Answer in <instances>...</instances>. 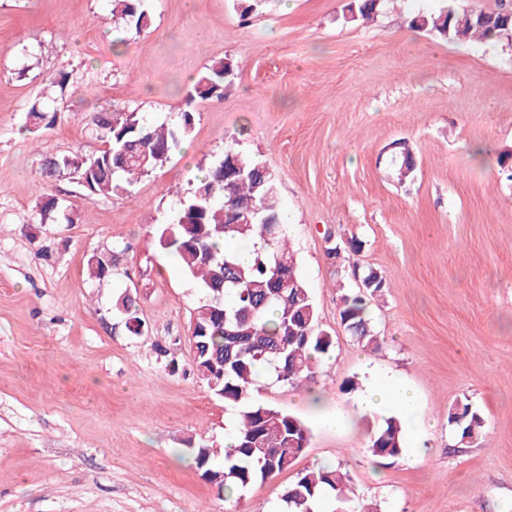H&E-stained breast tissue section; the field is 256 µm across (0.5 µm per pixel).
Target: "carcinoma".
Returning a JSON list of instances; mask_svg holds the SVG:
<instances>
[{
	"mask_svg": "<svg viewBox=\"0 0 512 512\" xmlns=\"http://www.w3.org/2000/svg\"><path fill=\"white\" fill-rule=\"evenodd\" d=\"M386 0H354L352 21L374 18ZM112 21L123 30L140 32L151 20L142 0H110ZM509 8L501 7L485 21L448 5L436 15L418 14L410 26L427 30L448 42L469 37L512 36ZM223 59L206 67L187 95L185 108L173 120L149 122L135 109L103 106L86 115L101 148L88 155L52 154L43 159L41 176H68L87 195L133 196L142 178L163 168L185 141L194 125L195 98L224 97ZM35 101L27 111L33 131L50 128L59 109ZM263 162L236 144L224 149L190 189L179 211L155 232L159 244L177 256L183 272L196 280L204 295L190 324L192 371L214 395L238 409L234 442L227 452L184 440L195 455L202 476L231 505L253 483L290 469L309 447V430L297 417L252 401L256 379L266 373L274 380L301 388L314 380L321 361L335 347L334 337L320 328L311 290L302 277L288 243L274 178L260 176ZM53 217L74 224L78 220L66 202L48 195L35 218ZM250 250L242 263L239 250ZM117 253L96 254L88 260L89 275L103 281L112 274ZM351 274L368 285L340 296L341 325L364 350L374 353L381 341L368 317V302L382 295L385 279L372 268L349 266ZM112 314L130 336H139L143 322L133 297L121 292L113 298ZM448 424L460 440L476 442L484 421L468 403L448 410ZM368 452L375 462H394L406 453L401 418H383L369 431ZM331 498L344 512H378L354 497L351 476L341 467L320 466L298 474L284 492L279 512H313L312 505Z\"/></svg>",
	"mask_w": 512,
	"mask_h": 512,
	"instance_id": "carcinoma-1",
	"label": "carcinoma"
}]
</instances>
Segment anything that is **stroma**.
<instances>
[{
	"label": "stroma",
	"mask_w": 512,
	"mask_h": 512,
	"mask_svg": "<svg viewBox=\"0 0 512 512\" xmlns=\"http://www.w3.org/2000/svg\"><path fill=\"white\" fill-rule=\"evenodd\" d=\"M244 2L145 0L151 27L117 46L106 0H0V512H226L183 441L223 447L236 412L191 371L201 290L154 223L235 141L274 175L319 325L336 341L310 389L264 378L253 390L300 418L310 445L251 485L237 512H276L298 473L321 464L347 468L382 512H512V44L448 43L409 25L448 2L490 12L501 0H391L365 23L346 21L349 0H262L246 19ZM221 58L235 65L223 99L195 101L190 137L134 199L40 183L44 155L98 148L87 112L107 101L164 118ZM61 70L70 86L55 124L24 132ZM402 142L416 164L403 181ZM46 193L78 223L32 221ZM353 238L356 262L387 283L369 303L375 354L341 325L340 292L356 282L325 254ZM115 248L112 276L89 279L88 259ZM122 291L143 335L112 316ZM167 345L173 372L158 353ZM372 376L414 391L406 445L423 443L421 463L367 453L375 416L360 388ZM348 380L357 391H343ZM458 403L483 416L478 442L449 426Z\"/></svg>",
	"instance_id": "obj_1"
}]
</instances>
